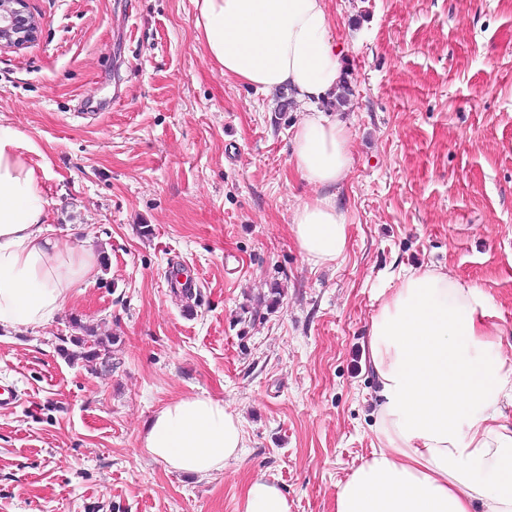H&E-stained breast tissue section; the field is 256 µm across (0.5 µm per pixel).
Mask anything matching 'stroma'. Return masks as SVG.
<instances>
[{
	"instance_id": "obj_1",
	"label": "stroma",
	"mask_w": 512,
	"mask_h": 512,
	"mask_svg": "<svg viewBox=\"0 0 512 512\" xmlns=\"http://www.w3.org/2000/svg\"><path fill=\"white\" fill-rule=\"evenodd\" d=\"M26 4L39 30L0 48V120L99 274L49 325L0 330V512H240L259 474L291 512H335L377 445L370 321L409 270L477 286L512 359V0H328L351 95L324 108L353 161L347 250L324 266L292 231L315 194L291 162L302 114L220 75L191 0ZM76 319L115 337L113 370L60 355ZM193 395L247 445L201 479L141 451Z\"/></svg>"
}]
</instances>
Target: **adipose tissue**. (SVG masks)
<instances>
[{
    "mask_svg": "<svg viewBox=\"0 0 512 512\" xmlns=\"http://www.w3.org/2000/svg\"><path fill=\"white\" fill-rule=\"evenodd\" d=\"M196 39L220 74L255 90H288L304 119L292 162L317 189L300 204L293 233L314 265L336 262L348 222L336 190L352 163L349 127L318 110L344 80V51L326 0H192ZM17 131L0 124V328L51 323L98 273L80 238L61 240L48 222L39 172ZM487 299L439 270L406 273L380 300L367 342L379 382L377 448L338 487L336 512H512V361L493 352ZM141 448L167 468L204 478L239 460V415L207 396L157 410ZM287 497L258 476L242 512H290Z\"/></svg>",
    "mask_w": 512,
    "mask_h": 512,
    "instance_id": "obj_1",
    "label": "adipose tissue"
}]
</instances>
